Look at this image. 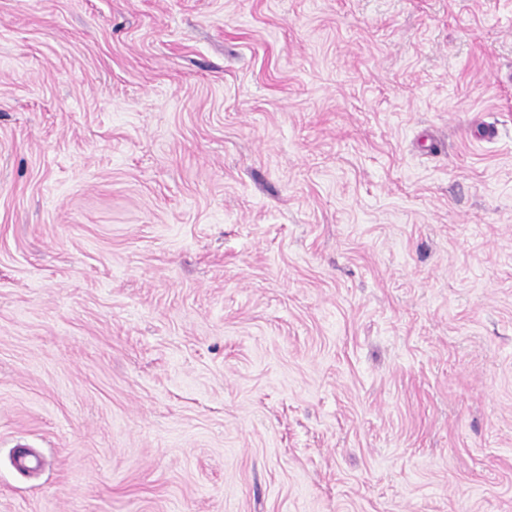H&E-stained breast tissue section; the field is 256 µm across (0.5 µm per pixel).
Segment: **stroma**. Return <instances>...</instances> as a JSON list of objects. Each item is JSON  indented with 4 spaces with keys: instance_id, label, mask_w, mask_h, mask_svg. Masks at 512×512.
Masks as SVG:
<instances>
[{
    "instance_id": "1",
    "label": "stroma",
    "mask_w": 512,
    "mask_h": 512,
    "mask_svg": "<svg viewBox=\"0 0 512 512\" xmlns=\"http://www.w3.org/2000/svg\"><path fill=\"white\" fill-rule=\"evenodd\" d=\"M0 512H512V0H0Z\"/></svg>"
}]
</instances>
